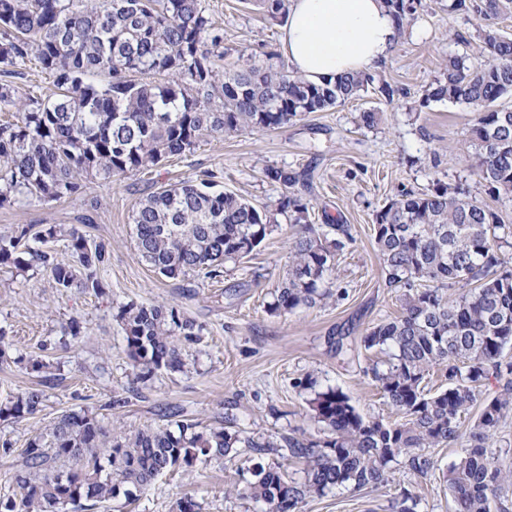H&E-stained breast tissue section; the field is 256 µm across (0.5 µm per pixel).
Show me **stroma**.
I'll use <instances>...</instances> for the list:
<instances>
[{"instance_id":"1","label":"stroma","mask_w":512,"mask_h":512,"mask_svg":"<svg viewBox=\"0 0 512 512\" xmlns=\"http://www.w3.org/2000/svg\"><path fill=\"white\" fill-rule=\"evenodd\" d=\"M449 2L422 0L417 21L399 37L382 67L397 90L393 101L368 93L280 128L217 133L201 139L191 153L156 167L87 184L78 200L0 208L2 237L32 224H65L108 251L100 295L59 289L38 268L18 275L0 267V331L11 344L12 357L0 364V399L39 383L38 374L25 370L24 358L41 357L58 375L45 388L42 412L20 422L0 421V442L12 446L11 454L0 453V479L28 438L68 410L98 413L109 426L126 430L165 425L174 410L204 427L223 425L229 415L255 436L279 442L302 432L315 439L322 425L309 392L297 386L298 379L310 376L318 389L341 390L361 414L395 419L365 373L377 359L375 352L356 348L367 328L400 312L377 256L374 215L397 188L422 191L437 179L460 181L473 195H485L465 161L473 147L474 112L461 102L424 96L448 59L471 54L470 41L477 35L475 17L449 11ZM201 3L224 29L227 62H236L242 50L279 47L282 21L265 20L242 0ZM370 109L379 114L377 124L360 126L359 113ZM283 166L313 174L311 223H323L330 214L351 228L352 241L336 255L337 284L346 290L342 298L282 315L269 312L271 293L287 270L288 247L299 231L286 222L216 281L190 275L168 279L141 260L131 215L157 188L210 169L220 176L219 188L272 208L280 191L265 170ZM230 287L236 294L228 300L224 291ZM151 301L170 303L195 319L201 339L183 347V369L139 380L117 313L128 303ZM73 317L81 325L75 337L63 332ZM331 336L342 338V349L329 346ZM459 453L456 447L432 449L435 469L425 481H414L398 465L390 486L310 498L303 512H391L393 497L404 487L418 496V512H452L444 477ZM249 456L244 448L229 461L196 463L159 478L136 501L119 498L101 512H170L183 496L199 501L202 512H263L264 503L232 491Z\"/></svg>"}]
</instances>
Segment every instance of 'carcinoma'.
I'll list each match as a JSON object with an SVG mask.
<instances>
[{
	"label": "carcinoma",
	"instance_id": "carcinoma-1",
	"mask_svg": "<svg viewBox=\"0 0 512 512\" xmlns=\"http://www.w3.org/2000/svg\"><path fill=\"white\" fill-rule=\"evenodd\" d=\"M403 33L422 0H384ZM265 18L287 12V0H245ZM452 11L481 22L478 65L454 57L426 99L463 102L475 112L469 168L489 195L512 197V38L497 27L512 0H452ZM224 30L201 0H0V110L18 114L0 124V206L74 201L86 184L110 181L191 152L213 133L275 129L324 112L369 91L390 100L395 89L380 75L345 74L313 84L290 70L280 54H240L221 66ZM35 62L53 78L50 95L21 94L11 81ZM279 185L276 208H259L234 192L213 193L218 174L201 172L162 187L132 212L137 251L156 273L178 278L222 276L226 263L253 253L279 224L300 225L288 269L269 303L275 314L334 297L336 250L352 239L350 226L309 223L312 199L298 189L302 174L271 168ZM374 242L386 286L400 291L399 316L366 329L360 346L386 355L369 369L397 418L365 417L337 389L310 403L327 430L319 439L290 436L284 447L307 464L304 480L288 479L268 455L279 447L261 436L224 427L199 428L180 418L166 426L116 431L98 414L65 411L34 434L8 477L0 512L93 509L119 497L131 502L158 477L196 461L253 451L245 494L268 512H302L313 496L387 486L391 464L425 480L434 470L426 453L466 439L446 475L453 512H512V470L497 465L493 438L512 415V227L461 182L438 180L425 192L401 189L375 215ZM32 238L67 241L70 259L22 246ZM102 245H89L74 227L21 229L0 237V266L18 273L40 268L63 289L103 293ZM461 288L454 299L446 290ZM136 378L185 366L181 345L200 340L202 327L165 302L135 303L118 315ZM437 368L448 380L431 392L424 382ZM503 392L482 395L490 378ZM45 391L33 385L0 400V420L19 422L43 410ZM480 410L468 436L461 425Z\"/></svg>",
	"mask_w": 512,
	"mask_h": 512
}]
</instances>
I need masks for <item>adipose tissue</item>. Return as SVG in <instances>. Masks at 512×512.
I'll return each instance as SVG.
<instances>
[{
  "label": "adipose tissue",
  "instance_id": "ef3b65f1",
  "mask_svg": "<svg viewBox=\"0 0 512 512\" xmlns=\"http://www.w3.org/2000/svg\"><path fill=\"white\" fill-rule=\"evenodd\" d=\"M396 40L383 0H289L280 51L298 74L320 84L379 70Z\"/></svg>",
  "mask_w": 512,
  "mask_h": 512
}]
</instances>
